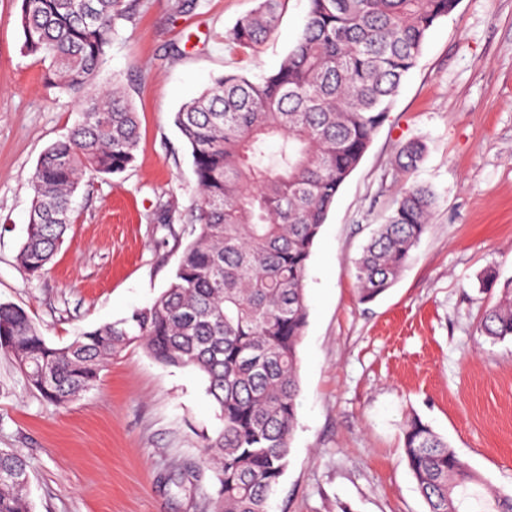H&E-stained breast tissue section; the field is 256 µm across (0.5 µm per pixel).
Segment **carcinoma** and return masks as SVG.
I'll list each match as a JSON object with an SVG mask.
<instances>
[{
    "instance_id": "obj_1",
    "label": "carcinoma",
    "mask_w": 512,
    "mask_h": 512,
    "mask_svg": "<svg viewBox=\"0 0 512 512\" xmlns=\"http://www.w3.org/2000/svg\"><path fill=\"white\" fill-rule=\"evenodd\" d=\"M303 29L279 67L254 82L225 73L184 103L175 122L191 148L198 229L168 287L152 305L82 332L45 340L27 312L0 303V351L53 404L96 385L125 348L191 367L207 382L223 427L206 437L218 481L215 512H269L287 465L300 393L298 347L307 326V262L336 195L360 163L416 66L434 24L458 0H309ZM286 0H258L228 37L253 49L275 31ZM139 0H21L22 50L49 61L47 83L74 96L81 119L45 149L31 177L32 209L18 260L42 273L72 223L80 177L120 174L139 146L125 95L95 82L112 33ZM280 143L266 154L268 142ZM420 141L402 144L397 166L414 169ZM435 193L412 185L356 262L360 299L398 278L430 224ZM481 333L512 338V282L487 310ZM408 467L428 512H512V494L489 507L483 478L420 418L402 429ZM28 464L0 450V512H33Z\"/></svg>"
}]
</instances>
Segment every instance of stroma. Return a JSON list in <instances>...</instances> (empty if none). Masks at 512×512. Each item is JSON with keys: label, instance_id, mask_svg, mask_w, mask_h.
<instances>
[{"label": "stroma", "instance_id": "obj_1", "mask_svg": "<svg viewBox=\"0 0 512 512\" xmlns=\"http://www.w3.org/2000/svg\"><path fill=\"white\" fill-rule=\"evenodd\" d=\"M140 0L120 21L97 74L119 85L139 122L133 165L83 177L66 239L43 274L17 256L30 179L43 151L79 118L74 100L25 54L19 0H0V302L23 308L46 340L153 303L192 240L197 208L180 106L214 77L271 73L293 47L309 0H287L275 32L252 50L227 38L257 0ZM422 141L408 172L400 143ZM413 184L437 202L397 281L361 301L354 262ZM512 280V0H460L429 31L419 60L336 195L305 278L300 395L288 468L270 512H426L401 428L419 416L492 489L512 493V340L482 336ZM193 368L164 366L140 347L114 357L99 382L59 406L0 354V449L24 455L34 512H213L219 484L204 442L221 428Z\"/></svg>", "mask_w": 512, "mask_h": 512}]
</instances>
